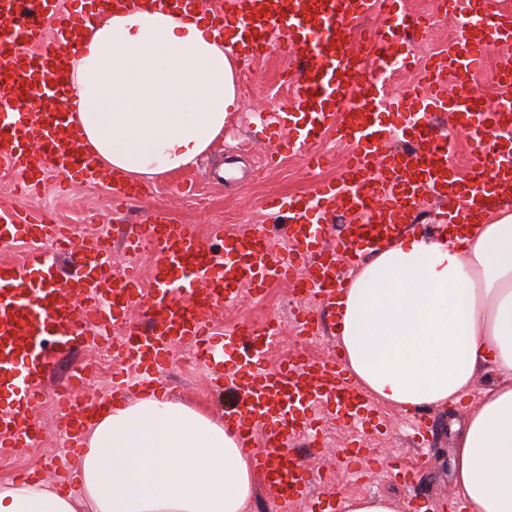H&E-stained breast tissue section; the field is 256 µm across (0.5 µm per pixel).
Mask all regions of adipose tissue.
Here are the masks:
<instances>
[{
  "label": "adipose tissue",
  "mask_w": 512,
  "mask_h": 512,
  "mask_svg": "<svg viewBox=\"0 0 512 512\" xmlns=\"http://www.w3.org/2000/svg\"><path fill=\"white\" fill-rule=\"evenodd\" d=\"M237 61L192 0L109 10L72 59L68 101L85 148L130 186L192 166L237 111ZM342 363L375 400L413 412L496 381L454 424L465 512H512V207L461 231L407 232L342 289ZM76 480L0 482V512H246L260 475L236 432L157 388L101 403Z\"/></svg>",
  "instance_id": "ef3b65f1"
}]
</instances>
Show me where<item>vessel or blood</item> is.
I'll list each match as a JSON object with an SVG mask.
<instances>
[{
	"mask_svg": "<svg viewBox=\"0 0 512 512\" xmlns=\"http://www.w3.org/2000/svg\"><path fill=\"white\" fill-rule=\"evenodd\" d=\"M450 19L468 18L460 38L430 67L424 114L445 113L476 141L494 135L495 150L479 154L462 191L449 186L452 135L436 133L432 124L413 125V146L395 148L397 130L379 124L378 115L392 105L387 80L394 67L412 66L407 46L412 24L400 0H225L213 12V28L235 21L247 34L243 47L252 55L278 51L298 65L293 102L266 113L264 121L284 134V151L309 163H320L313 148L330 134L356 141L340 178L317 185L305 197H267L263 209L278 221L288 252L274 248L265 227L226 232L213 225L202 239L194 225L179 224L162 212L145 219L141 238L125 242L137 251L141 242L154 250L151 287H144L133 267H116L108 240L96 235L76 237L71 228L21 206L0 213V237L51 243L47 254L32 251L22 267L0 268V389L8 396L0 406V447L33 446L40 426L33 417L44 392L48 360L69 350L73 342L96 344L111 339L127 372L115 376L106 398L126 402L149 388L151 373L168 359L173 347L188 345L216 381L234 385L240 402L230 417L242 447L262 434L263 452L254 454L263 484L281 507L313 500V457L295 453L292 439L321 445L317 414L355 428L364 425L374 405L347 377L340 357L313 360L297 356L271 369L269 352L283 333L281 322L222 327L219 311L241 289L260 291L277 280H293L307 298L327 308L336 306V290L344 282L340 264L359 265L373 251L397 239L408 209L428 200L445 206L449 222L468 223L475 214L470 201L483 210L512 200V57L499 61L496 75L501 96L486 107L467 87L449 93L448 80L477 69L485 49L512 42V14L479 12L475 0H445ZM384 14L392 24L385 32H367L361 55L347 45L363 23ZM0 15L9 24L0 30V168L22 173L38 185L47 173L78 177L100 184L93 158L75 147L72 109L65 104L70 54L83 29L97 12L72 17L62 0H0ZM375 69L366 71L362 57ZM304 124H297V113ZM507 187L506 197L486 194L488 183ZM349 216L343 235L327 236L331 214ZM80 260L75 306L60 304L61 281L52 271L56 258ZM140 306L141 326L126 325L115 333L116 321L130 306ZM223 337L216 347L214 337ZM86 381L85 367H75L58 391L60 433L67 439L70 468L82 448L85 407H73L72 396Z\"/></svg>",
	"mask_w": 512,
	"mask_h": 512,
	"instance_id": "vessel-or-blood-1",
	"label": "vessel or blood"
}]
</instances>
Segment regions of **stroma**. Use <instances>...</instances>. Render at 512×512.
<instances>
[{
  "mask_svg": "<svg viewBox=\"0 0 512 512\" xmlns=\"http://www.w3.org/2000/svg\"><path fill=\"white\" fill-rule=\"evenodd\" d=\"M289 66L287 57L274 52L262 59L241 60L237 80L240 107L229 114L223 132L211 148L194 166L153 178L154 196L134 203L121 217L113 215L112 191L108 185L74 187L61 174L46 175L43 189L32 198V205L48 211L59 223L74 225L77 231L103 233L113 245L116 266L133 264L146 276L150 275L154 262L152 247L147 245L138 253L127 255L122 252L119 240L124 235L142 232L147 212L166 210L179 223L196 225L203 237L214 224L234 232L244 228L246 223H261L265 217L262 201L266 196L304 195L318 181L339 178L353 147L349 141H324L320 149L327 160L319 169L309 168L300 157L290 155L277 167L265 166L264 155L276 150L277 144L270 140L259 116L289 99L290 92L282 81V74ZM306 301L305 295L275 282L263 296L247 293L236 302L225 305L222 320L227 326L243 320L256 324L273 318L281 320L286 329L280 344L270 353L271 361L300 351L321 359L336 352L338 347L336 336L330 329L333 318L329 311L314 308L313 314L322 322L324 331L310 343H298L287 326L293 309ZM184 355V350L172 351L163 368L156 373L158 383L168 388L178 401L192 404L214 420L223 421L225 411L236 403L235 393L213 390L204 373L183 364ZM87 359L95 363L96 370L77 398L82 401L103 397L113 373L122 368L119 358L106 347L89 348L78 343L69 351L53 355L52 384H59L71 366ZM34 415L41 424L38 440L33 447L12 450L8 458L0 459V479L13 478L37 468L44 479L55 480L52 461L61 455V437L51 429L54 415L51 399H44ZM462 417L458 409H430L429 460L407 480L393 477L390 466L396 458H407L415 452L411 444L410 414L381 403L364 430H350L336 421L326 422L324 434L329 447H355L357 437L361 436L372 448L377 462L374 474L360 479L353 468L332 458L323 460V472L315 477L317 491L332 492L339 497L387 495L401 503L412 500L423 503L427 512H442L443 505L453 498L450 426Z\"/></svg>",
  "mask_w": 512,
  "mask_h": 512,
  "instance_id": "stroma-1",
  "label": "stroma"
}]
</instances>
